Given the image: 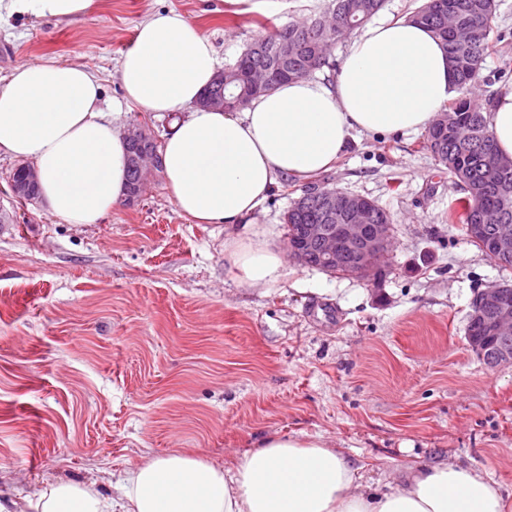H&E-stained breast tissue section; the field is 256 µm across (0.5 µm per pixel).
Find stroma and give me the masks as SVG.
I'll use <instances>...</instances> for the list:
<instances>
[{"label":"stroma","instance_id":"1","mask_svg":"<svg viewBox=\"0 0 512 512\" xmlns=\"http://www.w3.org/2000/svg\"><path fill=\"white\" fill-rule=\"evenodd\" d=\"M329 0H96L71 23L0 22V86L27 62L81 63L120 128L171 117L126 104L117 70L143 19L175 10L211 39L219 64L273 26L323 14ZM477 91L512 76V0ZM412 135H361L330 171L279 181L253 217L284 253L281 216L307 185L365 196L393 217L376 283L299 266L241 283L224 262L227 229L176 208L163 175L143 200L93 224L5 193L0 156V505L59 481L111 477L169 451L235 471L271 436H319L368 483H403L439 460L481 469L512 495V365L487 367L465 338L477 290L512 283L449 226L448 172Z\"/></svg>","mask_w":512,"mask_h":512}]
</instances>
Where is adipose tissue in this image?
Wrapping results in <instances>:
<instances>
[{"instance_id": "ef3b65f1", "label": "adipose tissue", "mask_w": 512, "mask_h": 512, "mask_svg": "<svg viewBox=\"0 0 512 512\" xmlns=\"http://www.w3.org/2000/svg\"><path fill=\"white\" fill-rule=\"evenodd\" d=\"M94 0H0V19H72ZM216 71L214 48L176 11L135 29L118 79L127 102L176 114L163 141V173L177 209L199 224L243 225L224 241L240 281L275 282L280 254L247 222L285 176L329 170L357 133L426 129L457 93L439 40L409 19L366 25L348 44L334 85L285 81L241 112L199 107ZM102 86L86 66L29 62L0 88V155L29 162L51 212L92 224L127 193V149ZM499 155L512 158V91L486 114ZM101 496L95 483L60 481L25 501L27 512H505L500 487L473 467L427 465L402 485L366 484L319 438L271 436L234 474L171 452L127 470Z\"/></svg>"}]
</instances>
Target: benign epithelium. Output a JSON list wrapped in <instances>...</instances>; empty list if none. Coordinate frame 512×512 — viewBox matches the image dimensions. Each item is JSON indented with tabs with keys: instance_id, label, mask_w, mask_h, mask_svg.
Returning <instances> with one entry per match:
<instances>
[{
	"instance_id": "benign-epithelium-1",
	"label": "benign epithelium",
	"mask_w": 512,
	"mask_h": 512,
	"mask_svg": "<svg viewBox=\"0 0 512 512\" xmlns=\"http://www.w3.org/2000/svg\"><path fill=\"white\" fill-rule=\"evenodd\" d=\"M128 142L141 148L140 159L145 161L148 172H156L159 159L152 147L145 146L147 131L136 123L125 133ZM8 185L16 202L24 205L32 199L38 179L33 169L18 178L8 177ZM328 217L346 213L348 224H307L302 243L289 249L290 256L305 267H319L336 273L349 266V274L374 280V273L393 246L392 225L372 223L369 208L357 200V196L338 190L323 199ZM489 250L494 259L502 264H512V226L502 224L489 238ZM509 287L495 285L476 292L470 303L469 316L480 323L490 336L512 335V297Z\"/></svg>"
}]
</instances>
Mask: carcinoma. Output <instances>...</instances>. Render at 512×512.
I'll use <instances>...</instances> for the list:
<instances>
[{
	"instance_id": "carcinoma-1",
	"label": "carcinoma",
	"mask_w": 512,
	"mask_h": 512,
	"mask_svg": "<svg viewBox=\"0 0 512 512\" xmlns=\"http://www.w3.org/2000/svg\"><path fill=\"white\" fill-rule=\"evenodd\" d=\"M384 0H330L326 14L290 21L253 40L235 62L224 66V101L237 112L257 96L272 91L280 82L306 79L330 65L338 41L362 28L383 7ZM499 0H423L411 18L425 25L442 42L454 67L464 96L437 114L425 131L422 149L448 170L461 197L448 209V223L459 225L469 236L471 224H512V169L499 171V158L489 131L486 109L472 98V89L486 56L494 49L491 37ZM458 26L474 30V40L458 43L448 32V13ZM304 190L284 212L288 242L300 240L306 224H322V213ZM466 335L479 339L488 349L482 358L490 368L491 357L503 345L512 347V336L491 337L467 322Z\"/></svg>"
}]
</instances>
